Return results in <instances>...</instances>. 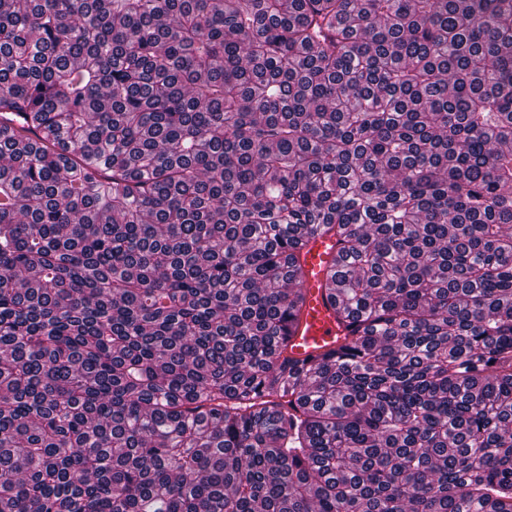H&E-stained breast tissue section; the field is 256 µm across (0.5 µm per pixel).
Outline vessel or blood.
I'll use <instances>...</instances> for the list:
<instances>
[{"label": "vessel or blood", "mask_w": 512, "mask_h": 512, "mask_svg": "<svg viewBox=\"0 0 512 512\" xmlns=\"http://www.w3.org/2000/svg\"><path fill=\"white\" fill-rule=\"evenodd\" d=\"M338 256L335 238L327 235L307 239L297 253L304 272L306 301L291 326L288 350L294 358L311 365L339 347L350 334L346 323L338 322L337 310L328 300L333 293L331 272Z\"/></svg>", "instance_id": "b4317fda"}]
</instances>
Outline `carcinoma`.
<instances>
[{"label": "carcinoma", "instance_id": "cac0c4a2", "mask_svg": "<svg viewBox=\"0 0 512 512\" xmlns=\"http://www.w3.org/2000/svg\"><path fill=\"white\" fill-rule=\"evenodd\" d=\"M0 512H512V0H0ZM304 272L303 293L306 301L291 326L288 351L309 365L318 363L323 354L339 347L350 336L349 323L337 321L339 305H330L331 272L339 259L336 237L317 235L308 238L296 253Z\"/></svg>", "mask_w": 512, "mask_h": 512}]
</instances>
